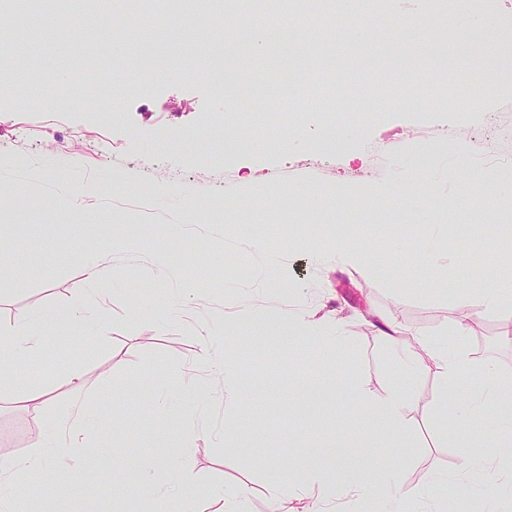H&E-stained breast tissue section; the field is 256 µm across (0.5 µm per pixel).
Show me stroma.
I'll return each instance as SVG.
<instances>
[{
    "mask_svg": "<svg viewBox=\"0 0 512 512\" xmlns=\"http://www.w3.org/2000/svg\"><path fill=\"white\" fill-rule=\"evenodd\" d=\"M469 17L425 20L418 0H383L396 29L372 24L365 42L352 39L351 19L321 31L320 16L302 30L304 44L288 62L290 82L310 100L293 123L278 121L262 148L222 151L213 133L239 139L257 130L254 115L266 102L278 66L250 59L236 76L226 110L213 76L238 52L236 20L203 19L187 6V27L164 55L166 76L132 70L149 35L139 17L112 12L123 41L102 35L98 22L80 16L54 30V52L42 31L22 27L12 10L0 11V67L13 83L0 87V189L25 185L29 197L0 209V328L38 305L74 302L83 277L80 258L102 256L109 266L100 336L67 325L47 332L59 359L46 368L29 359L0 384V457L28 455L37 437L53 438L74 398L64 372L75 366L87 380L82 402L96 425L66 465H38L34 495L0 490L12 512H139L140 502L105 499V489L137 482L144 458L160 468L155 491L185 495L193 512H224L208 490L250 489L246 512H271L269 486L284 477L279 465L315 454L319 443L351 434L356 423L329 390L337 372L351 371L365 394L385 396L400 377L381 322L454 337V324L473 321L463 343L476 366L493 364L512 377V308L469 309L480 289L472 268L512 281V262L477 228L459 191L462 178L498 172L512 158V139L499 134L512 123V0H471ZM498 24L503 39L481 57L484 92L465 105L471 87L467 50L483 23ZM410 86L435 89L444 102L431 108L397 106ZM350 127L344 150L320 148L326 122ZM289 132L293 143L281 151ZM193 136L192 144L175 133ZM411 184L429 200L414 214L401 205L397 185ZM173 192L155 195L156 186ZM350 188L311 209L304 195L318 188ZM372 193L363 205L362 193ZM194 207L184 210V198ZM248 240L239 237V223ZM451 230L436 236L432 225ZM357 243L366 260L341 265L312 262L299 238ZM162 238L175 244L173 274L156 276L147 254ZM263 241L282 260L284 284L265 288L258 274ZM183 295L188 305L165 322L148 312ZM304 309L339 323L347 348L333 355L325 343L273 335L259 323L260 309ZM226 312L244 323L227 344L244 360L242 414H232L221 382L207 380L196 330ZM178 390L182 411L160 413L161 385ZM203 385L205 396L192 390ZM48 388L40 408L29 391ZM415 405L402 447L390 436L372 437L404 487L419 493L428 473L455 475L460 448L445 444L439 426L465 398L440 400L433 371L409 388ZM75 484L65 499L46 496L61 481ZM471 498L448 497L442 512H512L495 481L471 476Z\"/></svg>",
    "mask_w": 512,
    "mask_h": 512,
    "instance_id": "obj_1",
    "label": "stroma"
}]
</instances>
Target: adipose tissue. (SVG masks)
<instances>
[{
  "instance_id": "adipose-tissue-1",
  "label": "adipose tissue",
  "mask_w": 512,
  "mask_h": 512,
  "mask_svg": "<svg viewBox=\"0 0 512 512\" xmlns=\"http://www.w3.org/2000/svg\"><path fill=\"white\" fill-rule=\"evenodd\" d=\"M103 305V298L98 296L88 302H76L61 311L40 307L22 316L9 331L11 363L27 360L38 353L43 344V330L59 322L77 325L87 333H98V316ZM264 316L277 332L300 341L324 338L328 331L325 319L305 310L270 309ZM197 335L208 375L223 383L225 398L234 399L242 380L236 360L224 353L223 336L208 326L199 327ZM383 338L399 353L401 384L393 386L382 399L373 401L363 396L358 383L351 377H340L339 396L358 416L360 432L327 443L309 459L287 466L286 478L269 489L274 512H289V504L295 500L313 499L326 504L332 497L346 494L359 496L373 510L379 499L396 500L404 496V489L390 477L384 460L369 449V438L382 434L398 441L404 438L409 411L405 382L413 380L422 370L430 369L440 387L444 388L469 370L472 360L463 345H449L447 340L436 339L411 326L390 325ZM476 418L483 422L482 450L462 457V475L444 480L430 476L426 483L428 497L421 503L419 512H437L436 505L441 497L469 495L468 475L486 473L496 476L506 469L512 471V379L499 375L490 364L485 365L477 388L452 420L455 438L461 440L468 436ZM86 420L82 406L73 405L52 446L36 442L30 457L0 465V484L9 486L24 477L32 460L48 455L64 460L68 449L81 447L80 435Z\"/></svg>"
}]
</instances>
